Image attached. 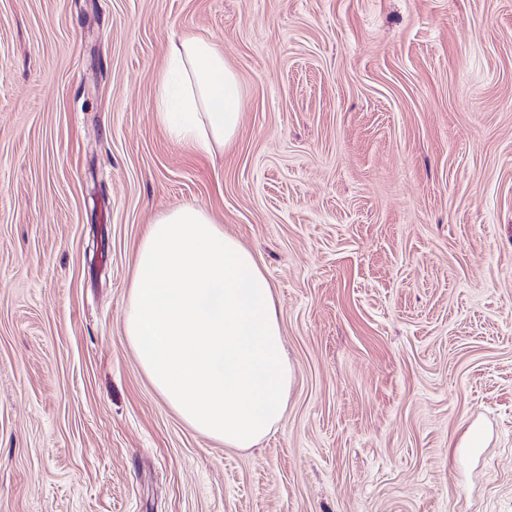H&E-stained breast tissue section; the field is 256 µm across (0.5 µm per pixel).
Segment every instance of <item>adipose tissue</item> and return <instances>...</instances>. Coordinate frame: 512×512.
I'll use <instances>...</instances> for the list:
<instances>
[{"label": "adipose tissue", "instance_id": "obj_1", "mask_svg": "<svg viewBox=\"0 0 512 512\" xmlns=\"http://www.w3.org/2000/svg\"><path fill=\"white\" fill-rule=\"evenodd\" d=\"M240 107V85L220 52L189 34L171 44L157 118L176 141L206 152L224 147L237 132Z\"/></svg>", "mask_w": 512, "mask_h": 512}]
</instances>
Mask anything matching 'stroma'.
<instances>
[{
    "label": "stroma",
    "mask_w": 512,
    "mask_h": 512,
    "mask_svg": "<svg viewBox=\"0 0 512 512\" xmlns=\"http://www.w3.org/2000/svg\"><path fill=\"white\" fill-rule=\"evenodd\" d=\"M185 34L242 88L221 151L156 117ZM182 204L274 288L250 449L124 338ZM0 512H512V0H0Z\"/></svg>",
    "instance_id": "stroma-1"
}]
</instances>
